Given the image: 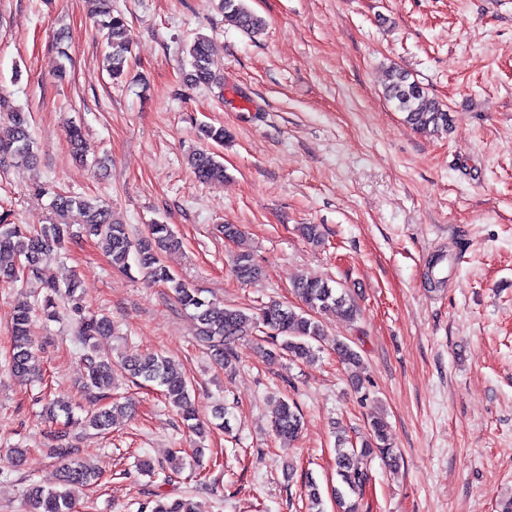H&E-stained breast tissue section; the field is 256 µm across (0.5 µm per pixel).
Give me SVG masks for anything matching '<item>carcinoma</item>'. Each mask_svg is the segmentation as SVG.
<instances>
[{
  "mask_svg": "<svg viewBox=\"0 0 512 512\" xmlns=\"http://www.w3.org/2000/svg\"><path fill=\"white\" fill-rule=\"evenodd\" d=\"M219 9L224 14V22L243 33L255 37L264 33L266 21L254 13L245 0H219ZM96 22L101 27L106 46L110 48L108 58L111 64L110 75L117 81L122 78L130 52L128 24L126 18L112 9L103 7L96 11ZM191 70L187 80L194 85H207L214 80L210 68V44L206 36L199 34L188 46ZM385 96L396 103L404 114V121L420 132H437L448 127V110L441 104L430 101L425 89L410 79L408 73L395 69L390 74L385 87ZM12 129L10 138L0 139V155L27 164L35 159L34 141L30 131V121L24 112L11 113ZM68 144L74 158L82 160L87 146L79 128L74 127L68 135ZM196 178L202 182L221 183L224 181V163L217 155L206 150L193 152L188 158ZM53 207L62 214L77 213L84 218L87 235L99 238L112 257V264L131 270V264L154 282L171 288L185 309L193 310L197 321L196 340L205 348L217 364L226 370L233 369L235 343L263 329L269 337L277 340L275 349L267 355L284 356L291 362L310 363L316 359L312 342L325 337L323 326L313 316V312L332 310L349 322L360 316L354 298L330 281L318 277L298 279L294 292L306 305L298 312L278 301H272L253 312L219 301L208 300L200 293L186 286L162 263V254L181 247L182 241L167 224H151L148 232L138 238L130 236L127 226L112 218V211L83 196L56 192L53 194ZM224 238L237 244L233 257V270L236 277L251 281L262 274L261 267L252 252L244 247L243 232L236 224L222 226ZM72 237L68 224H43L40 227H26L0 221V278L15 281L23 276L37 277L41 265L54 249L62 246ZM46 293L41 304L33 306L20 303L11 322V355L9 368L13 376L26 378L40 374L36 347L31 339L32 318L36 315L48 321L59 317L58 300L62 296H74L78 283L73 281L62 289L53 282L45 285ZM113 330L112 321L105 315H90L79 318L78 338L85 349V377L83 389L97 408L84 420V426L98 432L109 430L113 424V411L118 404H109L112 399V358L97 351L96 340L109 336ZM340 361L350 369H357L361 355L347 342L338 341L334 348ZM120 367L133 380L141 379L161 388V393L180 411L187 429L197 436L204 433V422L191 400L190 383L185 374L174 362L160 354H144L127 357ZM301 430V414L298 407L286 399L278 402L273 431L288 442L297 439ZM75 449L58 447L55 455L66 460L60 471L57 485L45 488L32 486L27 495L30 512H74L77 493L95 484L100 475L94 467L74 457ZM376 455L393 467L397 454L392 446L388 426L383 419L375 417L370 422L369 438L356 448L348 445V439L337 435L336 476L340 486L334 488L336 504L343 512H358V499L366 484L367 475L357 465L355 458ZM308 501L313 512H324L323 498L319 485L308 478ZM150 512H199L189 498L160 497L154 500Z\"/></svg>",
  "mask_w": 512,
  "mask_h": 512,
  "instance_id": "cac0c4a2",
  "label": "carcinoma"
}]
</instances>
